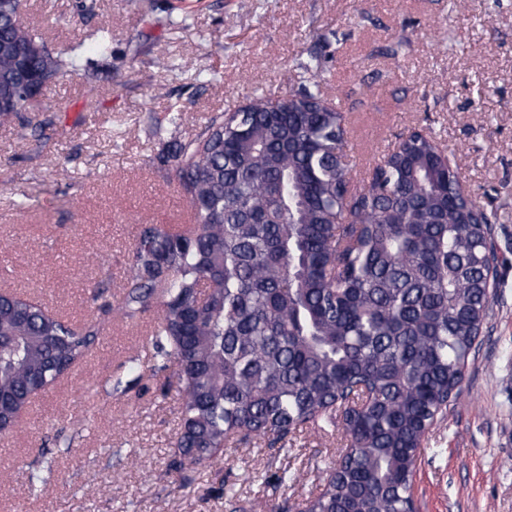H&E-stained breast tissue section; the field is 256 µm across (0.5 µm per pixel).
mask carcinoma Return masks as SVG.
<instances>
[{
    "instance_id": "1",
    "label": "carcinoma",
    "mask_w": 512,
    "mask_h": 512,
    "mask_svg": "<svg viewBox=\"0 0 512 512\" xmlns=\"http://www.w3.org/2000/svg\"><path fill=\"white\" fill-rule=\"evenodd\" d=\"M21 9L0 0V122L29 108L21 64L46 87L75 62L18 24ZM322 74L312 53L282 97L248 98L168 147L196 224L141 230L118 310L159 307L152 349L173 360L183 400L171 469L212 461L239 434L282 449L337 426L340 466L281 512H410L422 443L460 393L496 287V217L423 129L351 190ZM97 332L0 298V433ZM50 473L31 467L30 487Z\"/></svg>"
}]
</instances>
